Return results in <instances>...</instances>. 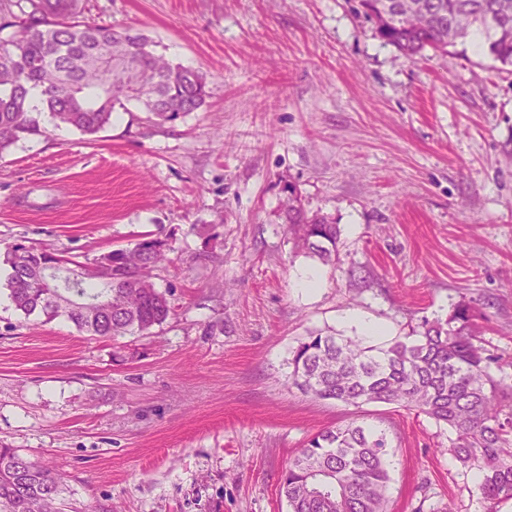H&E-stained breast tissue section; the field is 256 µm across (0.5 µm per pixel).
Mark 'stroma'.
<instances>
[{
  "mask_svg": "<svg viewBox=\"0 0 512 512\" xmlns=\"http://www.w3.org/2000/svg\"><path fill=\"white\" fill-rule=\"evenodd\" d=\"M206 73L199 111L123 113L93 136L46 125L0 154V248L91 264L150 234L172 312L94 339L17 311L0 265V446L48 460L62 512H288L283 470L317 432L385 429L388 512H512L479 499L448 428L286 383L314 331L384 344L460 302L512 358V67L457 45L407 59L349 0H84ZM335 218L338 260L295 251L280 207ZM317 273L314 289L299 287Z\"/></svg>",
  "mask_w": 512,
  "mask_h": 512,
  "instance_id": "stroma-1",
  "label": "stroma"
}]
</instances>
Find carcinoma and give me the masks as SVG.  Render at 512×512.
Segmentation results:
<instances>
[{"label":"carcinoma","mask_w":512,"mask_h":512,"mask_svg":"<svg viewBox=\"0 0 512 512\" xmlns=\"http://www.w3.org/2000/svg\"><path fill=\"white\" fill-rule=\"evenodd\" d=\"M377 37L408 58L430 49L446 55L481 39L494 61L512 66V0H353ZM21 18L14 23L12 8ZM82 0H4L0 3V154L40 132V116L95 135L118 112H145L162 126L197 112L210 96L207 75L174 64L157 43L130 28L81 20ZM42 91V108L29 89ZM283 218L295 248L336 264L341 230L329 215L308 214L288 196ZM167 243L146 236L110 251L112 265L94 273L54 252L8 246V297L15 309L47 323L63 318L89 336L112 339L148 333L170 314L149 272L168 261ZM50 264L59 288L40 285L36 267ZM490 357L476 343V315L460 303L444 320H424L411 340L366 346L315 331L289 361L290 385L347 406L395 404L421 412L451 434L448 451L476 476L484 500L512 498V411L501 401L512 386L493 379ZM384 430L351 423L311 437L280 482L289 512H386L391 481ZM61 481L39 460L0 448V512H60Z\"/></svg>","instance_id":"obj_1"}]
</instances>
